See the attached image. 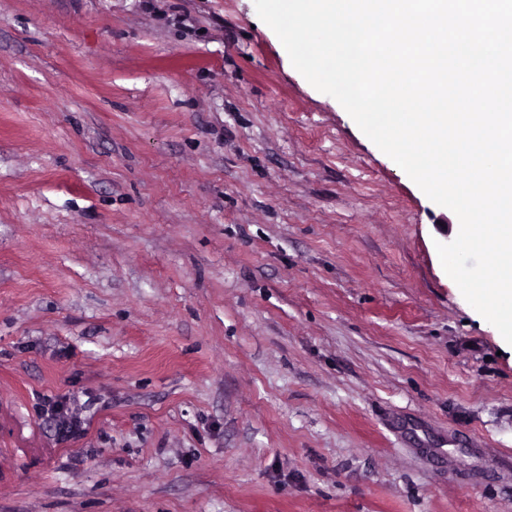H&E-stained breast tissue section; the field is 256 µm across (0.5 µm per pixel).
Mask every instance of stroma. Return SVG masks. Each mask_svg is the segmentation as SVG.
I'll return each instance as SVG.
<instances>
[{
  "label": "stroma",
  "instance_id": "stroma-1",
  "mask_svg": "<svg viewBox=\"0 0 512 512\" xmlns=\"http://www.w3.org/2000/svg\"><path fill=\"white\" fill-rule=\"evenodd\" d=\"M457 222L254 0H0V512H512ZM51 410L59 417V435L62 439L70 440L82 436L86 432L87 423L76 414H69L68 409L61 400H54L48 404L47 411Z\"/></svg>",
  "mask_w": 512,
  "mask_h": 512
}]
</instances>
